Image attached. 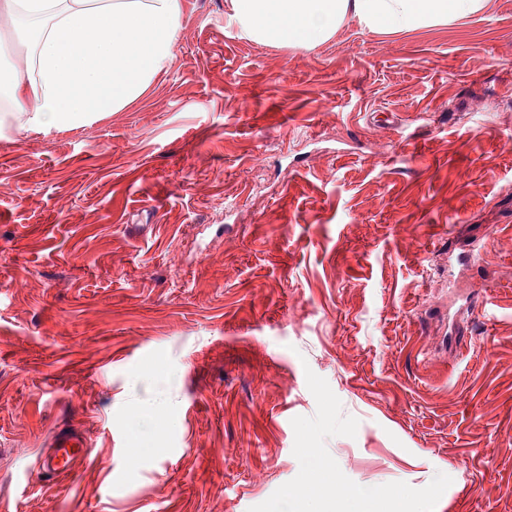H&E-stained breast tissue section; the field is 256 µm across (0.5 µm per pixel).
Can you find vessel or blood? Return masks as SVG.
Masks as SVG:
<instances>
[{
    "instance_id": "1",
    "label": "vessel or blood",
    "mask_w": 512,
    "mask_h": 512,
    "mask_svg": "<svg viewBox=\"0 0 512 512\" xmlns=\"http://www.w3.org/2000/svg\"><path fill=\"white\" fill-rule=\"evenodd\" d=\"M90 447V439L84 430L71 426L56 428L39 453L38 465L49 483H57L71 477L78 465L86 461Z\"/></svg>"
}]
</instances>
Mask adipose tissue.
<instances>
[{
	"label": "adipose tissue",
	"mask_w": 512,
	"mask_h": 512,
	"mask_svg": "<svg viewBox=\"0 0 512 512\" xmlns=\"http://www.w3.org/2000/svg\"><path fill=\"white\" fill-rule=\"evenodd\" d=\"M485 0H228L227 18L265 45L315 47L353 21L408 33L483 15ZM183 0H0L8 22L0 54L24 44L0 114L46 134L136 99L168 65L180 38Z\"/></svg>",
	"instance_id": "obj_1"
}]
</instances>
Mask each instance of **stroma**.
<instances>
[{
    "instance_id": "obj_1",
    "label": "stroma",
    "mask_w": 512,
    "mask_h": 512,
    "mask_svg": "<svg viewBox=\"0 0 512 512\" xmlns=\"http://www.w3.org/2000/svg\"><path fill=\"white\" fill-rule=\"evenodd\" d=\"M183 2L135 101L0 136V512H512V0L311 49ZM46 447L39 453L38 465L48 476L46 482L57 484L59 480L71 477L78 465L86 461L91 443L84 430L62 426L52 431Z\"/></svg>"
}]
</instances>
